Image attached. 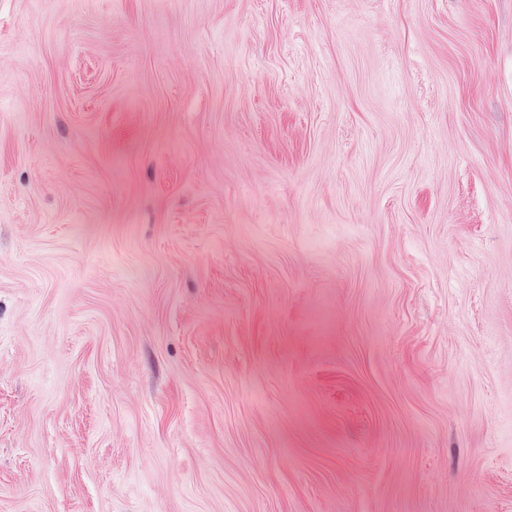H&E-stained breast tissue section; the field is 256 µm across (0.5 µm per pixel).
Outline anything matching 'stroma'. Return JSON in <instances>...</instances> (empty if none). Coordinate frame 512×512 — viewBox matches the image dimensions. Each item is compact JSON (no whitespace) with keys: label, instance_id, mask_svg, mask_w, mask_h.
<instances>
[{"label":"stroma","instance_id":"stroma-1","mask_svg":"<svg viewBox=\"0 0 512 512\" xmlns=\"http://www.w3.org/2000/svg\"><path fill=\"white\" fill-rule=\"evenodd\" d=\"M0 512H512V0H0Z\"/></svg>","mask_w":512,"mask_h":512}]
</instances>
